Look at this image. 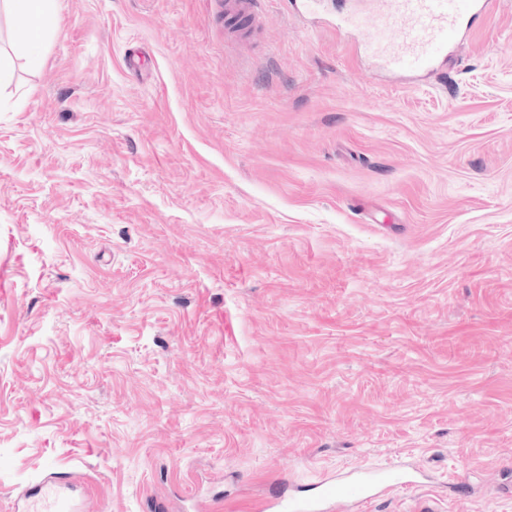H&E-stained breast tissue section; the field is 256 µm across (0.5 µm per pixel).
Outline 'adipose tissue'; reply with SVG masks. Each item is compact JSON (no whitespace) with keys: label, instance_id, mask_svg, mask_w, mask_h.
I'll return each mask as SVG.
<instances>
[{"label":"adipose tissue","instance_id":"obj_1","mask_svg":"<svg viewBox=\"0 0 512 512\" xmlns=\"http://www.w3.org/2000/svg\"><path fill=\"white\" fill-rule=\"evenodd\" d=\"M0 8L24 20L19 46L30 65H39L45 44L60 25L56 0H0Z\"/></svg>","mask_w":512,"mask_h":512}]
</instances>
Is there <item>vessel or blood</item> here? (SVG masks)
Segmentation results:
<instances>
[{
    "instance_id": "b4317fda",
    "label": "vessel or blood",
    "mask_w": 512,
    "mask_h": 512,
    "mask_svg": "<svg viewBox=\"0 0 512 512\" xmlns=\"http://www.w3.org/2000/svg\"><path fill=\"white\" fill-rule=\"evenodd\" d=\"M263 0H224L225 33L241 40L264 22ZM494 0H354L346 28L371 22L372 53L387 67L398 70L432 69L456 39L462 21L489 11ZM417 470L386 463L364 465L323 478L312 493L293 495L273 503V512H368L388 489L420 488Z\"/></svg>"
}]
</instances>
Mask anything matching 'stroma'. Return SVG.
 Instances as JSON below:
<instances>
[{
    "label": "stroma",
    "instance_id": "35a3bbf8",
    "mask_svg": "<svg viewBox=\"0 0 512 512\" xmlns=\"http://www.w3.org/2000/svg\"><path fill=\"white\" fill-rule=\"evenodd\" d=\"M0 14V512H258L369 464L512 512V0L417 82L266 0ZM2 8L24 20L19 46L31 66L39 65L45 44L60 25L56 0H2ZM263 0H224V21L235 18H246L248 27L236 29L224 23L226 36L230 39L241 40L251 36L264 22L262 13ZM42 501L43 512H73L75 510L73 500L60 491H46Z\"/></svg>",
    "mask_w": 512,
    "mask_h": 512
}]
</instances>
